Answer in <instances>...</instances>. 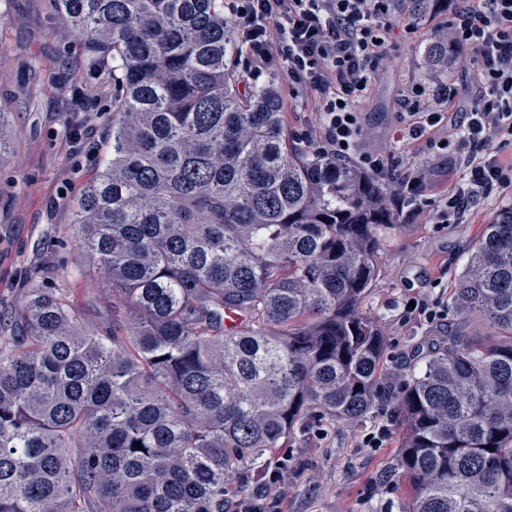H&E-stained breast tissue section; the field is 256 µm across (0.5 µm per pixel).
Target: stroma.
I'll return each mask as SVG.
<instances>
[{
  "label": "stroma",
  "mask_w": 512,
  "mask_h": 512,
  "mask_svg": "<svg viewBox=\"0 0 512 512\" xmlns=\"http://www.w3.org/2000/svg\"><path fill=\"white\" fill-rule=\"evenodd\" d=\"M447 0L413 15L414 34L395 32L360 110L371 142L410 155L409 171L434 169L430 193L449 188L454 174L440 169L424 142L403 145L395 134L394 114L416 84H449L474 100L471 70L456 66L463 47H449L450 65L432 66L428 57L438 24L448 18ZM83 45L69 24L53 16L48 0H0V106L5 107L8 150L0 157V312L21 307L40 271L51 266L53 287L67 289L88 322L109 321L111 299L89 267L70 230V202L76 201L95 174L107 149L111 125L110 95L82 65ZM275 84L291 144L308 148L316 123L313 97L288 94V72L276 62L258 79ZM88 100L86 123L96 129L80 150H73L67 102L74 93ZM512 193H494L475 204L468 220L439 231L424 220L402 225L380 254V279L362 303L389 341L387 367L408 371L415 349L446 335L444 323H402L401 313L414 293L446 305L454 272L484 224ZM387 427L383 447L366 448L365 434ZM401 419L392 407H380L358 422L329 418L311 421L296 448L281 512H399L407 487L398 477ZM388 479L381 487L379 479Z\"/></svg>",
  "instance_id": "1"
}]
</instances>
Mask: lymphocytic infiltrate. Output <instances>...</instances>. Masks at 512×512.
<instances>
[{
	"instance_id": "f902f5d3",
	"label": "lymphocytic infiltrate",
	"mask_w": 512,
	"mask_h": 512,
	"mask_svg": "<svg viewBox=\"0 0 512 512\" xmlns=\"http://www.w3.org/2000/svg\"><path fill=\"white\" fill-rule=\"evenodd\" d=\"M241 55L251 75L275 60L288 65L292 95H313L320 114L317 153L390 175L402 157L366 142L360 105L396 28L414 33L400 0H228ZM447 36L469 50L467 63L480 93L461 109L455 88L414 85L396 115V133L425 142L429 153L459 168L446 193L432 196L425 178L399 183L411 217L445 228L465 223L470 209L497 190H512V0H454Z\"/></svg>"
}]
</instances>
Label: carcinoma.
Masks as SVG:
<instances>
[{"label":"carcinoma","mask_w":512,"mask_h":512,"mask_svg":"<svg viewBox=\"0 0 512 512\" xmlns=\"http://www.w3.org/2000/svg\"><path fill=\"white\" fill-rule=\"evenodd\" d=\"M50 2L112 87L71 222L112 324L38 287L0 333V512H224L228 479L260 480L309 418L384 402L401 512H512V205L454 275L457 326L386 390L361 303L391 196L289 143L274 87L242 85L224 0Z\"/></svg>","instance_id":"cac0c4a2"}]
</instances>
